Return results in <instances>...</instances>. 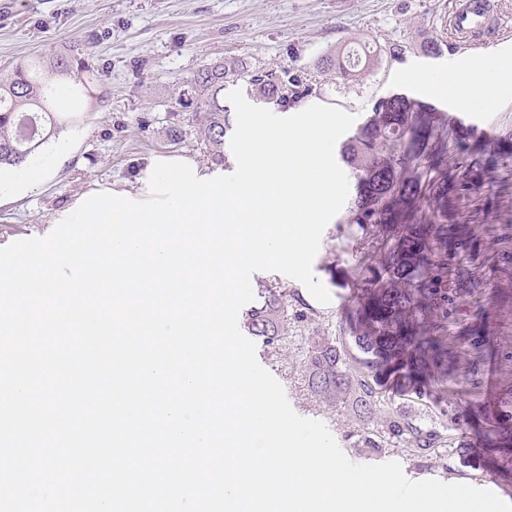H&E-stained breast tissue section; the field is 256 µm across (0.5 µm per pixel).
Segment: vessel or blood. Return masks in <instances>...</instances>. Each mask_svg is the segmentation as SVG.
I'll use <instances>...</instances> for the list:
<instances>
[{
	"label": "vessel or blood",
	"instance_id": "vessel-or-blood-1",
	"mask_svg": "<svg viewBox=\"0 0 512 512\" xmlns=\"http://www.w3.org/2000/svg\"><path fill=\"white\" fill-rule=\"evenodd\" d=\"M448 26L467 50L500 42L506 28L505 18L496 12L493 0H455Z\"/></svg>",
	"mask_w": 512,
	"mask_h": 512
}]
</instances>
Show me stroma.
I'll use <instances>...</instances> for the list:
<instances>
[{
    "label": "stroma",
    "instance_id": "1",
    "mask_svg": "<svg viewBox=\"0 0 512 512\" xmlns=\"http://www.w3.org/2000/svg\"><path fill=\"white\" fill-rule=\"evenodd\" d=\"M452 0H0V68L35 57L47 44L91 49L102 71L95 99L77 122L68 124L27 160L54 167L46 182L0 204V247L47 236L50 221L75 198L106 183L129 184L157 154L205 156L193 135L177 145L166 142V117L175 92L200 65L227 57L261 63L269 70L297 75L313 71L327 51L360 40L382 48L375 72L339 88L326 84L302 100V107L328 105L365 122L374 102L403 93L407 77L417 84L447 74L449 65L467 55L450 42L444 25ZM436 39L439 55L420 50ZM403 46L390 54L391 46ZM499 53L490 46L475 50L473 69ZM460 111L477 113L495 124V142L449 128L448 173L457 187L448 199V221L463 226L472 248L458 250L448 284V340L480 333L490 352L461 362L447 382H426L419 391L389 385L390 409L425 421L448 440L444 454L412 456L405 447L361 453L350 446L343 408H329L312 398L301 368L304 339L338 333L352 304L350 290L361 281L360 266L370 250L357 225L337 214L325 228L313 272L331 295L317 302L306 287L279 272L254 273L253 282H277L297 293L314 314L304 323L287 320L275 353L259 362L282 384L294 411L326 424L347 458L355 464L400 462L413 481L456 477L512 501V474L476 454L477 443L492 437L495 422L477 424L474 405L492 388L512 383V85L498 92L493 107L478 99L460 101ZM484 150L491 174L468 176V148ZM473 455L457 453V445Z\"/></svg>",
    "mask_w": 512,
    "mask_h": 512
}]
</instances>
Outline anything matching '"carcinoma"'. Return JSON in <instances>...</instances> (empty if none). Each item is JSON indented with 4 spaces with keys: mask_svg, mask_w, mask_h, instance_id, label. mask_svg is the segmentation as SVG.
I'll list each match as a JSON object with an SVG mask.
<instances>
[{
    "mask_svg": "<svg viewBox=\"0 0 512 512\" xmlns=\"http://www.w3.org/2000/svg\"><path fill=\"white\" fill-rule=\"evenodd\" d=\"M87 57L64 45H51L41 55L0 70V167L15 166L38 151L58 126L77 119L89 81H101ZM380 52L353 48L322 56L313 75L299 77L286 69H260L231 58L204 64L186 79L176 96L193 105L191 127L197 144L211 160L224 162V141L232 130L224 106L228 83H242L266 103L288 106L311 95L316 83L347 85L372 70ZM71 101L72 114L62 116L52 103L55 83ZM444 123L417 102L389 96L378 99L370 117L342 146L353 170L356 195L347 223L371 234L375 226L386 242L375 246V262L362 266L367 284L353 310L350 336H310L305 342L303 372L309 394L328 407L347 410L356 429L357 448L409 447L414 455L439 453L445 447L437 431L394 415L370 374L385 369L408 381L448 379V369L466 353L448 344V241L457 249L469 241L457 224L448 223V172ZM167 136L178 144L185 137L180 113L169 115ZM300 309L299 295L267 283L246 312L247 332L267 349L282 341L288 299ZM512 406V387L486 405L501 418ZM496 465L512 466V434L502 445L482 449Z\"/></svg>",
    "mask_w": 512,
    "mask_h": 512,
    "instance_id": "obj_1",
    "label": "carcinoma"
}]
</instances>
